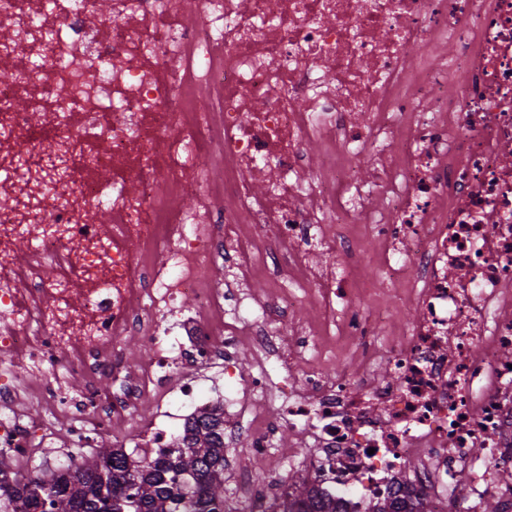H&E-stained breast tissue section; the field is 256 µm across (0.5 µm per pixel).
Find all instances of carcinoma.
Returning <instances> with one entry per match:
<instances>
[{
    "mask_svg": "<svg viewBox=\"0 0 512 512\" xmlns=\"http://www.w3.org/2000/svg\"><path fill=\"white\" fill-rule=\"evenodd\" d=\"M0 458V512H218L224 504V418L187 421L171 448L133 458L122 448H101L74 467L47 477L8 480ZM408 489L374 505L372 512H417ZM285 512H340L336 498L304 481Z\"/></svg>",
    "mask_w": 512,
    "mask_h": 512,
    "instance_id": "cac0c4a2",
    "label": "carcinoma"
}]
</instances>
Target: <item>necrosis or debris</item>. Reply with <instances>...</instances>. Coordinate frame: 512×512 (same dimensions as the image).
Here are the masks:
<instances>
[{"label":"necrosis or debris","instance_id":"4bbe7bcc","mask_svg":"<svg viewBox=\"0 0 512 512\" xmlns=\"http://www.w3.org/2000/svg\"><path fill=\"white\" fill-rule=\"evenodd\" d=\"M112 0L110 19L82 26L97 0L51 16L40 0H0V168L26 146L39 221L0 207V402L22 397L17 375L44 377L40 400L68 415L71 445L119 433L140 409L148 448L171 446L159 423L177 395L189 414L213 407L194 379L170 391L174 360L223 368L224 435L267 461L269 477L236 470L226 512H271L289 477L329 478L342 512H368L409 479L425 512H512V0ZM443 42L435 65L413 43ZM51 62L33 72L27 55ZM470 80L449 86L446 71ZM28 100L42 137L16 107ZM324 161L313 184L304 145ZM403 141L390 156V140ZM203 147L216 180L190 157ZM373 148L368 175L353 160ZM270 168L259 194L250 172ZM111 169L112 183L96 178ZM377 195L383 208L369 207ZM198 205L177 211L176 198ZM108 206L106 226L83 212ZM374 231L378 278L348 286ZM335 245V268L303 246ZM54 283L40 277L43 266ZM266 278L260 302L219 288L216 268ZM61 301L45 306L44 294ZM420 309L415 323L385 294ZM194 297L192 314H163ZM312 319L283 342L288 309ZM152 350L130 373L123 337ZM247 342L263 361L242 373ZM357 355L356 374L326 368ZM305 368L295 382L296 365ZM390 380H376L379 365ZM112 380L111 389L95 384ZM84 380L79 399L65 382ZM312 456L284 455L281 428ZM35 420H0V447L21 458ZM465 495H458L459 486Z\"/></svg>","mask_w":512,"mask_h":512}]
</instances>
